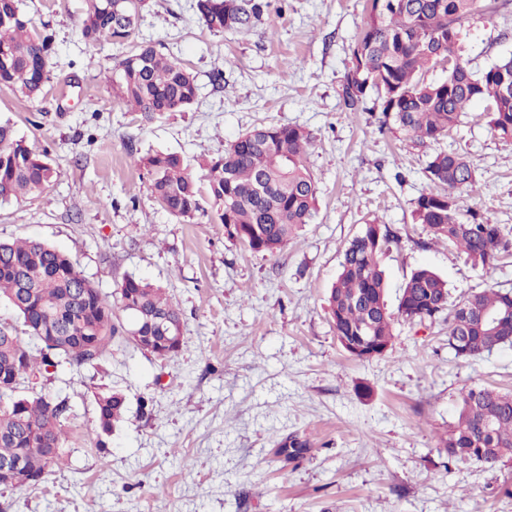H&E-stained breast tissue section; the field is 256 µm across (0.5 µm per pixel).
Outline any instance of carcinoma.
I'll use <instances>...</instances> for the list:
<instances>
[{"label":"carcinoma","mask_w":512,"mask_h":512,"mask_svg":"<svg viewBox=\"0 0 512 512\" xmlns=\"http://www.w3.org/2000/svg\"><path fill=\"white\" fill-rule=\"evenodd\" d=\"M363 28L351 46V66L341 96L351 112L375 98L382 125L416 145L437 142L456 128L475 101L486 104L490 130L512 139V57L480 73L462 54V33L477 0H369ZM143 0H85L80 36L88 44H131L112 69L115 100L151 119L185 112L197 99L195 76L151 44L134 42ZM272 0H195L199 21L215 33L250 32L264 23ZM53 35L38 33L22 0H0V87L29 99L40 96L51 68ZM441 68L443 77L425 73ZM312 135L298 125H261L224 151L203 160V183L190 176L177 152L136 160L151 177L152 193L178 218L209 213L229 238L273 255L310 222L317 184L308 165ZM435 189L413 202L412 218L437 242L453 244L472 267L489 274L512 252V228L488 224L464 208L461 193L475 182L468 158L439 151L425 167ZM57 176L46 155L32 150L13 124L0 122V200L41 194ZM396 239L386 224L367 223L348 242L327 296L336 341L353 359L385 357L395 324L448 318V349L469 360L504 346L512 337V291L487 288L451 299L448 283L427 267L414 269L397 309L387 302L382 255ZM22 319L24 335L0 326V462L24 458L25 488L46 482L64 463L62 421L67 404L35 392L16 398L24 383L36 385L62 364L94 367L120 339L172 361L182 349L184 320L165 289L134 275L108 296L64 252L38 240L0 241V301ZM507 310L491 329L483 312ZM99 427L112 433L125 410L122 393L95 396ZM451 460L494 465L512 458V393L486 386L462 391L456 421L438 438ZM309 451L297 435L277 453L296 461Z\"/></svg>","instance_id":"1"}]
</instances>
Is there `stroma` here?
Wrapping results in <instances>:
<instances>
[{
  "label": "stroma",
  "instance_id": "obj_1",
  "mask_svg": "<svg viewBox=\"0 0 512 512\" xmlns=\"http://www.w3.org/2000/svg\"><path fill=\"white\" fill-rule=\"evenodd\" d=\"M82 2L24 0L53 34L56 66L37 99L0 88V119L58 179L0 204V239L58 248L107 294L128 275L163 285L183 315V347L166 362L116 341L96 368L59 366L42 390L68 400L65 463L38 487L0 488V512H512V460L451 462L437 448L462 389L512 392V348L455 358L439 318L397 325L386 357L359 361L327 311L345 246L368 222L399 237L382 257L389 301L418 267L455 294L512 289V255L484 276L411 219L432 189L429 156L447 150L476 168L463 206L512 228V141L489 130L483 103L425 146L382 129L377 104L346 110L366 0H285L253 31L223 34L201 24L195 0H146L137 41L176 57L198 85L190 110L149 120L114 102L104 75L123 49L78 38ZM462 46L476 71L511 55L512 0H478ZM268 124L313 133L317 182L310 223L272 256L206 215L168 214L133 163L175 151L198 179V158ZM109 390L125 395L127 414L104 436L95 395ZM291 435L311 450L288 462L275 450Z\"/></svg>",
  "mask_w": 512,
  "mask_h": 512
}]
</instances>
